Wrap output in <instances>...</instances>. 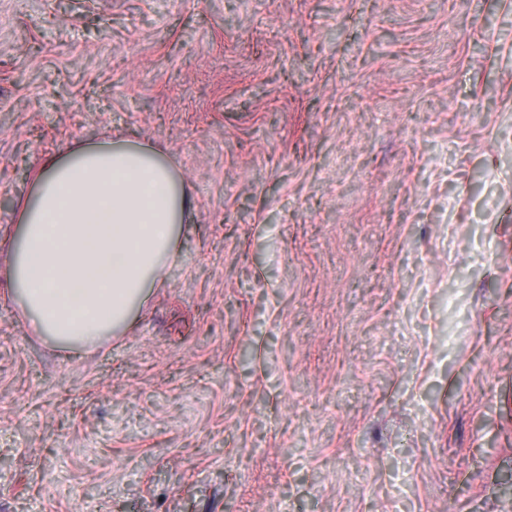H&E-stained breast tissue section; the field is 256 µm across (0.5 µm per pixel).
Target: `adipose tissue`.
Listing matches in <instances>:
<instances>
[{
	"instance_id": "ef3b65f1",
	"label": "adipose tissue",
	"mask_w": 512,
	"mask_h": 512,
	"mask_svg": "<svg viewBox=\"0 0 512 512\" xmlns=\"http://www.w3.org/2000/svg\"><path fill=\"white\" fill-rule=\"evenodd\" d=\"M187 190L162 154L105 138L37 172L9 286L38 333L92 348L127 325L175 252Z\"/></svg>"
}]
</instances>
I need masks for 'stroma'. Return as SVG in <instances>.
<instances>
[{
	"instance_id": "stroma-1",
	"label": "stroma",
	"mask_w": 512,
	"mask_h": 512,
	"mask_svg": "<svg viewBox=\"0 0 512 512\" xmlns=\"http://www.w3.org/2000/svg\"><path fill=\"white\" fill-rule=\"evenodd\" d=\"M106 136L192 208L66 350L10 244ZM0 512H512V0H0Z\"/></svg>"
}]
</instances>
